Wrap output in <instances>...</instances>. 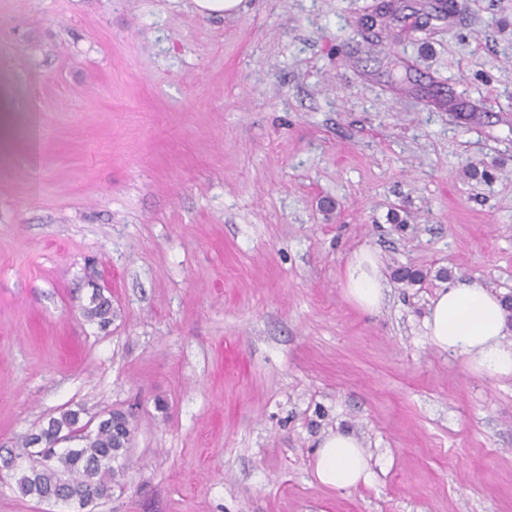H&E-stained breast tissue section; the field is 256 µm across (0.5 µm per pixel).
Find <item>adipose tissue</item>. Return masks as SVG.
I'll return each mask as SVG.
<instances>
[{"label":"adipose tissue","instance_id":"ef3b65f1","mask_svg":"<svg viewBox=\"0 0 512 512\" xmlns=\"http://www.w3.org/2000/svg\"><path fill=\"white\" fill-rule=\"evenodd\" d=\"M347 298L361 311L372 313L382 301L384 278L376 254L359 250L342 272ZM428 337L435 347L463 356L477 374L512 376V343H505L506 323L500 295L476 277H459L440 288L426 318ZM317 479L324 485L348 489L369 483L372 473L360 442L351 434H328L314 455Z\"/></svg>","mask_w":512,"mask_h":512}]
</instances>
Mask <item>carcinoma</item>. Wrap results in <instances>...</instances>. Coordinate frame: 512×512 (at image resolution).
<instances>
[{
    "label": "carcinoma",
    "instance_id": "obj_1",
    "mask_svg": "<svg viewBox=\"0 0 512 512\" xmlns=\"http://www.w3.org/2000/svg\"><path fill=\"white\" fill-rule=\"evenodd\" d=\"M84 316L105 328L112 322V300L96 290L84 309ZM82 410L66 409L49 418L23 444L21 454L0 458V465L14 471L15 487L24 498L77 500V512H93L134 468L131 442L135 430L130 414L114 410L92 430H84ZM70 435L80 442L76 448H56L58 437Z\"/></svg>",
    "mask_w": 512,
    "mask_h": 512
}]
</instances>
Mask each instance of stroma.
I'll return each mask as SVG.
<instances>
[{
    "label": "stroma",
    "mask_w": 512,
    "mask_h": 512,
    "mask_svg": "<svg viewBox=\"0 0 512 512\" xmlns=\"http://www.w3.org/2000/svg\"><path fill=\"white\" fill-rule=\"evenodd\" d=\"M379 2L0 0V456L122 409L94 512H512V378L425 327L444 274L512 295V0ZM336 430L371 484L315 478ZM192 3L200 15L216 17L237 12L243 0H192ZM342 283L347 298L361 311L373 313L380 307L384 278L379 257L361 249L346 261ZM84 316L96 320L100 327L105 328L112 322V300L101 289H97L84 309Z\"/></svg>",
    "instance_id": "stroma-1"
}]
</instances>
